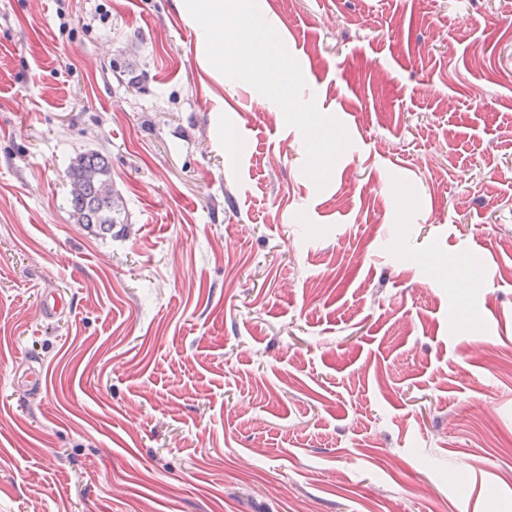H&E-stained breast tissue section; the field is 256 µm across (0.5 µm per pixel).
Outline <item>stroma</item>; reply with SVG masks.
Instances as JSON below:
<instances>
[{"label":"stroma","mask_w":512,"mask_h":512,"mask_svg":"<svg viewBox=\"0 0 512 512\" xmlns=\"http://www.w3.org/2000/svg\"><path fill=\"white\" fill-rule=\"evenodd\" d=\"M258 5L325 188L185 0H0V512H512V0ZM66 178L71 186L73 215L79 224L103 236L127 234L124 204L112 188L111 171L104 155L97 152L79 155Z\"/></svg>","instance_id":"1"}]
</instances>
